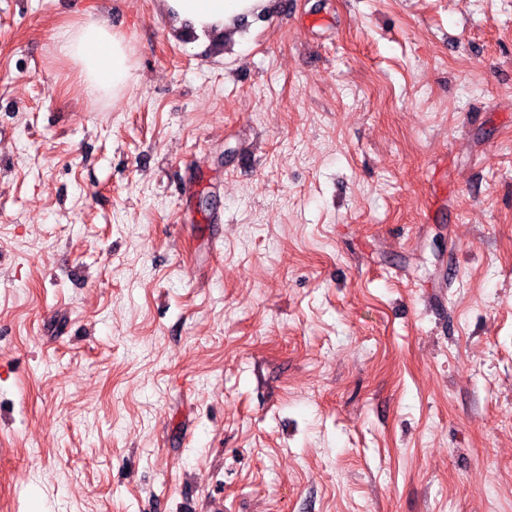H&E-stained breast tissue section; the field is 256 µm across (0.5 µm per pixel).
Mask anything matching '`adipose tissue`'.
Wrapping results in <instances>:
<instances>
[{
  "label": "adipose tissue",
  "instance_id": "1",
  "mask_svg": "<svg viewBox=\"0 0 512 512\" xmlns=\"http://www.w3.org/2000/svg\"><path fill=\"white\" fill-rule=\"evenodd\" d=\"M167 12L197 34L213 31L237 36L241 25L266 11L269 0H161ZM55 50L77 69L79 84L90 99L120 90L135 80L123 35L106 18L91 16L57 26Z\"/></svg>",
  "mask_w": 512,
  "mask_h": 512
}]
</instances>
